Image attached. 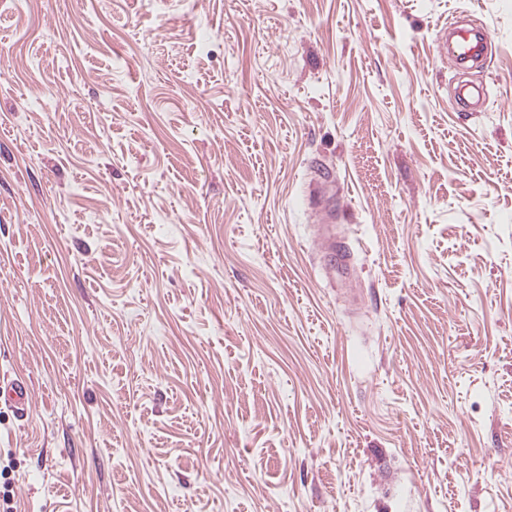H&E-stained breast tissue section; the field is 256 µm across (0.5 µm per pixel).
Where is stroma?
<instances>
[{
  "mask_svg": "<svg viewBox=\"0 0 512 512\" xmlns=\"http://www.w3.org/2000/svg\"><path fill=\"white\" fill-rule=\"evenodd\" d=\"M1 377L0 512H512V0H0ZM441 41L450 63L462 66L470 61L480 60L485 54L490 38L483 30L470 29L455 24L449 32V46L447 29L441 35ZM310 199L312 203L316 206H323L324 210H326L328 214L322 215L320 218V223L318 226L320 228V233L318 237L319 246L322 247V254L329 255L334 258L331 262L328 273L336 272V262L339 267L342 269L349 271V264L347 261V257L341 253L336 252L335 245L333 243V239L335 237V229H336V218L335 211L333 207H331L334 196L327 195V186L322 183H317L310 193ZM4 380L0 382L1 397H6L13 408L23 413L27 410L29 404V387L25 380L18 379L6 383L3 387Z\"/></svg>",
  "mask_w": 512,
  "mask_h": 512,
  "instance_id": "35a3bbf8",
  "label": "stroma"
}]
</instances>
